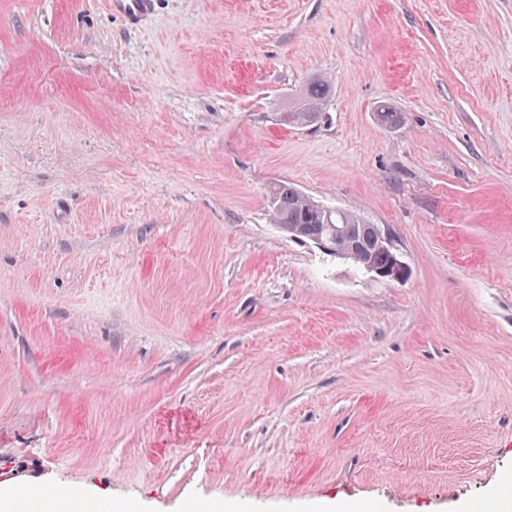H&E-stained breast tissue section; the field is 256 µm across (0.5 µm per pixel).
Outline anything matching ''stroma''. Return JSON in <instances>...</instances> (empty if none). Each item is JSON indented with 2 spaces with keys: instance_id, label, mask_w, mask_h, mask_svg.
Wrapping results in <instances>:
<instances>
[{
  "instance_id": "obj_1",
  "label": "stroma",
  "mask_w": 512,
  "mask_h": 512,
  "mask_svg": "<svg viewBox=\"0 0 512 512\" xmlns=\"http://www.w3.org/2000/svg\"><path fill=\"white\" fill-rule=\"evenodd\" d=\"M278 181L406 278L290 238ZM508 477L512 0H0V485L458 512ZM112 13L122 17L128 24L136 25L152 11L154 0H106ZM329 97L327 85L322 80L312 81L296 98V102L283 112V121L294 126H311L317 124L322 117Z\"/></svg>"
}]
</instances>
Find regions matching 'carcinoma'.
<instances>
[{"mask_svg":"<svg viewBox=\"0 0 512 512\" xmlns=\"http://www.w3.org/2000/svg\"><path fill=\"white\" fill-rule=\"evenodd\" d=\"M329 97L327 85L322 80L312 81L296 98L288 111L282 113L283 121L294 126H311L319 122ZM274 222L294 239H331L333 248L343 254H356L353 262L364 267L380 266L387 256L375 243L362 244L366 221L359 215L343 210L327 212L298 189L286 182L271 186Z\"/></svg>","mask_w":512,"mask_h":512,"instance_id":"carcinoma-1","label":"carcinoma"}]
</instances>
